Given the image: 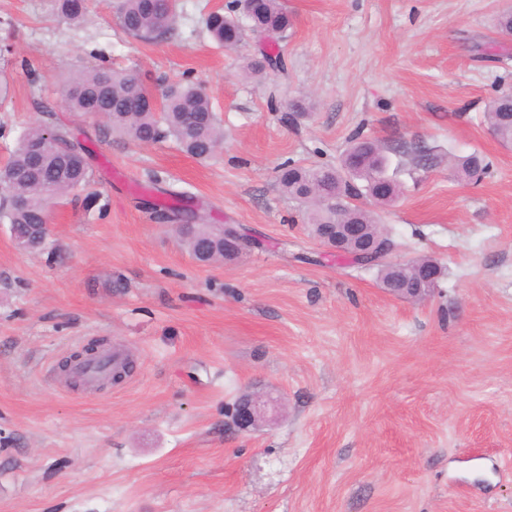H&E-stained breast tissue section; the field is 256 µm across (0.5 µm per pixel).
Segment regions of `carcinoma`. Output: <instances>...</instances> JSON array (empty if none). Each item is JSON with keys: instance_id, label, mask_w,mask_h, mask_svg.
<instances>
[{"instance_id": "carcinoma-1", "label": "carcinoma", "mask_w": 512, "mask_h": 512, "mask_svg": "<svg viewBox=\"0 0 512 512\" xmlns=\"http://www.w3.org/2000/svg\"><path fill=\"white\" fill-rule=\"evenodd\" d=\"M55 7L61 16L76 24L87 14L86 0H55ZM244 9L241 0H229L225 6L206 14L205 30L217 46L233 49L251 35L275 39L291 26L280 0H256L250 15ZM115 17L128 36L146 43L165 41L176 32V5L169 0H115ZM61 104L67 112L103 116L108 129L119 137L144 144L171 139L183 152L200 161L213 158L224 144V126L211 97L192 81L168 84L157 102L138 74L93 67L69 77ZM484 119L503 144H512L511 94L493 99ZM40 142L48 143L49 149L42 165L36 168L31 163V151ZM389 151L408 156L416 169L435 166V157L424 147H384L356 135L338 163H288L279 170L278 184L288 198L307 205L306 223L315 232L326 224H366L380 233L382 227L375 214L355 200L368 196L385 204L398 195L396 182L386 176ZM86 153L83 142L69 128L53 121L31 123L18 133L0 177L9 193L21 199L24 206H0V223L16 232L19 246H24L23 236L31 225L44 222L51 199L90 184ZM456 167L462 175L478 181L489 169V163L473 153L458 158ZM162 194L164 198L155 205L154 214L183 221L188 211L181 205L182 193L164 189ZM178 235L192 255L206 254L210 264L224 260V247L214 241L216 232L211 225L201 222L180 226ZM374 267L378 268L385 287H419L412 269L401 273L378 256Z\"/></svg>"}]
</instances>
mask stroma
I'll return each mask as SVG.
<instances>
[{"label": "stroma", "instance_id": "1", "mask_svg": "<svg viewBox=\"0 0 512 512\" xmlns=\"http://www.w3.org/2000/svg\"><path fill=\"white\" fill-rule=\"evenodd\" d=\"M218 2L178 0L175 35L146 44L113 0L79 26L53 0H0V166L47 107L89 137L94 180L55 205L43 250L0 224V512H512V147L483 120L512 89L494 32L512 0H281L284 38L235 50L204 30ZM263 50L285 70L246 76ZM94 66L157 93L199 83L223 150L201 162L64 111L62 83ZM356 132L443 153L426 172L392 156L400 196L363 202L391 262L440 264L425 301L322 246L277 185L281 164L336 163ZM473 152L490 163L477 182L447 160ZM155 176L251 245L197 263L154 217ZM95 339L134 370L74 388L58 363ZM255 391L283 409L237 430L230 409Z\"/></svg>", "mask_w": 512, "mask_h": 512}]
</instances>
